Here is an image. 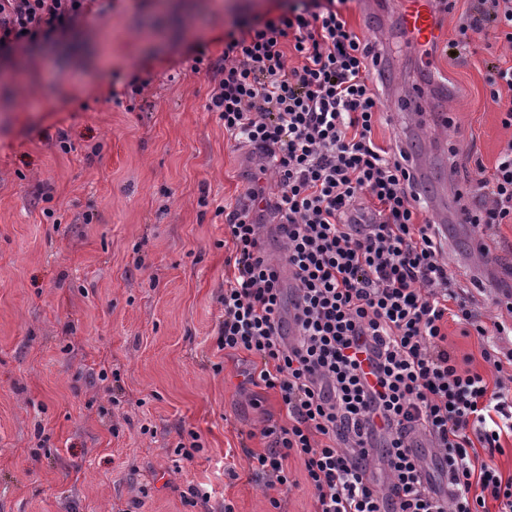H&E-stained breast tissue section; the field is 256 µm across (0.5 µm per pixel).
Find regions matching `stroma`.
Segmentation results:
<instances>
[{
	"label": "stroma",
	"instance_id": "1",
	"mask_svg": "<svg viewBox=\"0 0 512 512\" xmlns=\"http://www.w3.org/2000/svg\"><path fill=\"white\" fill-rule=\"evenodd\" d=\"M291 2L88 0L50 38L0 53V70L23 67L0 77V512H312L306 484L253 473L259 431L285 409L249 382L244 356L217 348L223 207L257 164L207 109L212 73L193 69ZM370 2L340 10L398 80L379 88L376 137L420 146L422 185H448V258L489 307L512 289V224L495 236L497 262L474 264L480 240L455 195L512 139L486 95L487 42L463 63L426 52L400 0ZM419 85L429 112L455 122L434 139L392 103Z\"/></svg>",
	"mask_w": 512,
	"mask_h": 512
}]
</instances>
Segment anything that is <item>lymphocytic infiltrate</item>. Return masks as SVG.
<instances>
[{
  "instance_id": "lymphocytic-infiltrate-1",
  "label": "lymphocytic infiltrate",
  "mask_w": 512,
  "mask_h": 512,
  "mask_svg": "<svg viewBox=\"0 0 512 512\" xmlns=\"http://www.w3.org/2000/svg\"><path fill=\"white\" fill-rule=\"evenodd\" d=\"M468 2L460 12L457 0H435L459 14L445 50L464 61L474 37L501 42L484 86L512 128V0ZM335 4L310 0L230 37L207 104L228 142L250 146L277 182L224 210L234 272L217 347L249 356L286 409L261 429L270 444L251 467L289 489L298 481L286 462L298 457L313 512H512V476L493 461L512 439V291L497 314L459 286L408 152L375 139L371 48ZM84 8L0 0V48L49 36ZM456 194L476 233L511 224L512 140ZM261 212L274 219L279 255L266 250ZM451 322L476 336L487 372L450 348ZM419 435L430 460L415 451Z\"/></svg>"
}]
</instances>
